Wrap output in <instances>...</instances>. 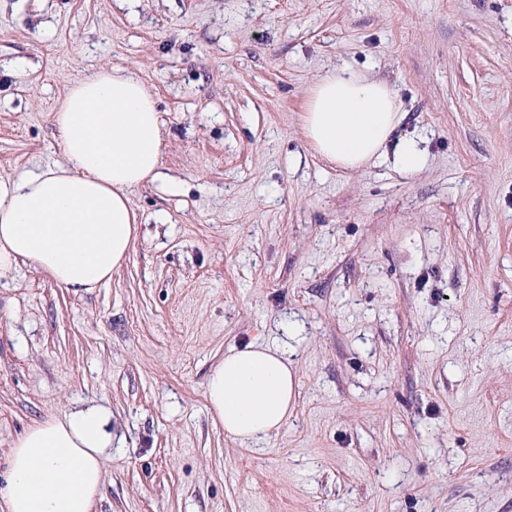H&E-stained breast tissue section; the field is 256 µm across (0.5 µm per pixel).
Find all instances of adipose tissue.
<instances>
[{
  "label": "adipose tissue",
  "instance_id": "ef3b65f1",
  "mask_svg": "<svg viewBox=\"0 0 512 512\" xmlns=\"http://www.w3.org/2000/svg\"><path fill=\"white\" fill-rule=\"evenodd\" d=\"M402 119L396 89L339 68L309 90L303 116L315 151L351 170L392 161L420 171L414 140L394 141ZM64 161L0 182V272L30 264L73 292L108 284L138 235L134 189L161 177L155 101L132 72L102 69L74 83L54 116ZM291 363L277 348L248 344L212 369L205 396L228 437L278 432L294 402ZM110 411L90 405L30 425L0 474V512H94L112 446Z\"/></svg>",
  "mask_w": 512,
  "mask_h": 512
}]
</instances>
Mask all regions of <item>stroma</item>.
<instances>
[{"label":"stroma","mask_w":512,"mask_h":512,"mask_svg":"<svg viewBox=\"0 0 512 512\" xmlns=\"http://www.w3.org/2000/svg\"><path fill=\"white\" fill-rule=\"evenodd\" d=\"M343 64L396 87L421 171L313 151ZM111 67L156 101L164 179L107 285L0 276V457L99 404L97 512H512V0H0V180L62 162L54 112ZM251 342L297 378L260 443L204 391Z\"/></svg>","instance_id":"35a3bbf8"}]
</instances>
